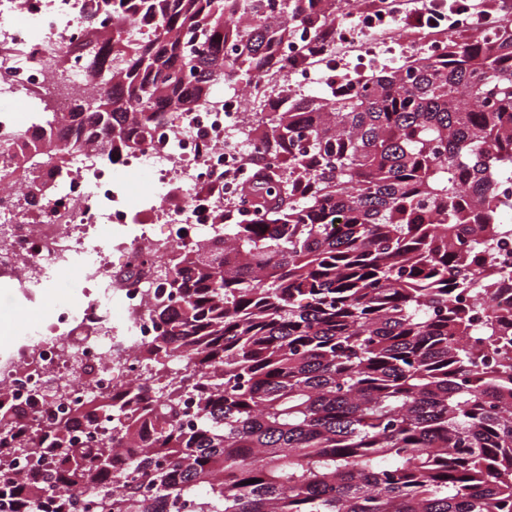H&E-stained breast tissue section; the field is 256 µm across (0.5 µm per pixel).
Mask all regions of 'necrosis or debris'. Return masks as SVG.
<instances>
[{
    "mask_svg": "<svg viewBox=\"0 0 512 512\" xmlns=\"http://www.w3.org/2000/svg\"><path fill=\"white\" fill-rule=\"evenodd\" d=\"M85 12V0H0V101L16 106L0 112V157L16 151L21 133L61 128L62 114L90 86L83 60H72L53 113L37 116L35 98L52 80L46 53L79 39ZM249 110L240 89L219 85L209 102L172 115L112 170L95 152L75 154L69 176L42 200L37 224L14 191L0 189V282L17 302L42 306L53 274L77 275L72 302L52 307L0 351V392L15 406L46 420L142 378L138 353L163 331L150 309L165 281L148 271L160 258L221 234L217 202L206 192L215 175L224 177L225 199H243L241 157L255 144L239 131ZM131 173L143 178L134 196L125 180ZM169 184L179 196L172 205L161 196ZM76 357L86 375L73 372ZM52 389L57 398L38 406V396Z\"/></svg>",
    "mask_w": 512,
    "mask_h": 512,
    "instance_id": "necrosis-or-debris-1",
    "label": "necrosis or debris"
}]
</instances>
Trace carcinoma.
<instances>
[{
	"instance_id": "carcinoma-1",
	"label": "carcinoma",
	"mask_w": 512,
	"mask_h": 512,
	"mask_svg": "<svg viewBox=\"0 0 512 512\" xmlns=\"http://www.w3.org/2000/svg\"><path fill=\"white\" fill-rule=\"evenodd\" d=\"M96 15L47 59L61 83L67 56L92 58L66 142L48 133L0 182L32 203L74 154L113 163L215 85L270 74L269 111L243 129L258 219L226 210L224 234L162 261L180 304L152 309L165 332L141 353L142 391L46 422L0 398V448L39 465L32 492L8 479L0 512L74 495L85 512H512V308L491 303L512 200L490 188L512 177V27L312 96L274 73L332 57L317 0H101ZM88 427L101 442L73 447ZM129 440L144 453L119 471Z\"/></svg>"
}]
</instances>
